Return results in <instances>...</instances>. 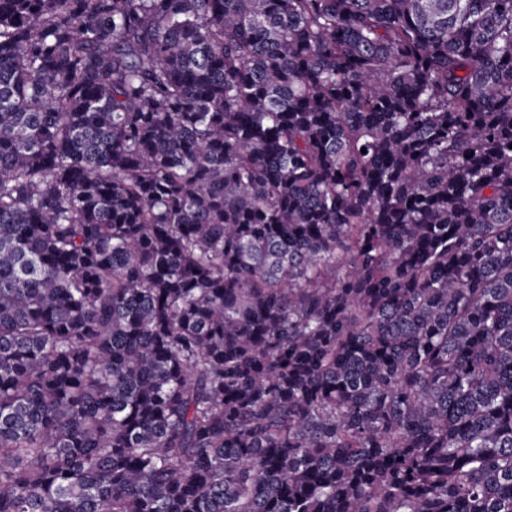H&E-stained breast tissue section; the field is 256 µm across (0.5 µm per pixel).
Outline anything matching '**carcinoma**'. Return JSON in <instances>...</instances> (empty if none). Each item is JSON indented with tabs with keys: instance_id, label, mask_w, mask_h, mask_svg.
I'll list each match as a JSON object with an SVG mask.
<instances>
[{
	"instance_id": "obj_1",
	"label": "carcinoma",
	"mask_w": 512,
	"mask_h": 512,
	"mask_svg": "<svg viewBox=\"0 0 512 512\" xmlns=\"http://www.w3.org/2000/svg\"><path fill=\"white\" fill-rule=\"evenodd\" d=\"M0 512H512V0H0Z\"/></svg>"
}]
</instances>
